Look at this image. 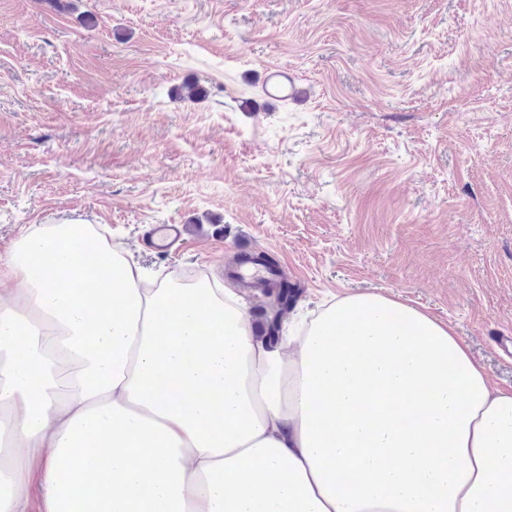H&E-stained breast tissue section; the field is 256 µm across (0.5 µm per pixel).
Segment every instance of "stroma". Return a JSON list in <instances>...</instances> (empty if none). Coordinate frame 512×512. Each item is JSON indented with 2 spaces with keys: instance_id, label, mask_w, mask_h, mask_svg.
Wrapping results in <instances>:
<instances>
[{
  "instance_id": "35a3bbf8",
  "label": "stroma",
  "mask_w": 512,
  "mask_h": 512,
  "mask_svg": "<svg viewBox=\"0 0 512 512\" xmlns=\"http://www.w3.org/2000/svg\"><path fill=\"white\" fill-rule=\"evenodd\" d=\"M71 217L163 273L264 258L293 310L396 296L511 387L512 0H0V253ZM268 95L272 98L291 99L296 93L295 77L286 69L274 66L268 71Z\"/></svg>"
}]
</instances>
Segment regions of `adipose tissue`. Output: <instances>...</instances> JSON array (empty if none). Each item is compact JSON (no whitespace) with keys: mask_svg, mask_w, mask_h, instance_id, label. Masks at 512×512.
Masks as SVG:
<instances>
[{"mask_svg":"<svg viewBox=\"0 0 512 512\" xmlns=\"http://www.w3.org/2000/svg\"><path fill=\"white\" fill-rule=\"evenodd\" d=\"M0 512H512V387L391 296L276 346L233 289L34 224L0 255Z\"/></svg>","mask_w":512,"mask_h":512,"instance_id":"ef3b65f1","label":"adipose tissue"}]
</instances>
